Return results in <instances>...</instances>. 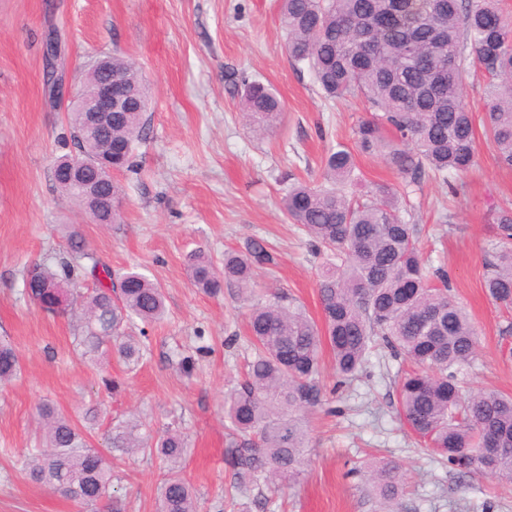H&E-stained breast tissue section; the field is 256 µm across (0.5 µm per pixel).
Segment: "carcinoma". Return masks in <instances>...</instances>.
<instances>
[{
	"instance_id": "obj_1",
	"label": "carcinoma",
	"mask_w": 512,
	"mask_h": 512,
	"mask_svg": "<svg viewBox=\"0 0 512 512\" xmlns=\"http://www.w3.org/2000/svg\"><path fill=\"white\" fill-rule=\"evenodd\" d=\"M279 20L288 57L308 70L325 97L359 98L371 111L354 130L356 151L381 157L404 178V187L427 175L463 173L474 163L475 125L463 88L484 103L482 125L498 163L512 167V15L499 0H279ZM112 74L134 90L143 111L123 113L112 123V170L138 173L136 150L147 139L148 90L138 69L112 55ZM241 102L257 134L282 116L270 85L241 80ZM395 131L388 139L383 130ZM81 115L69 113L63 140L78 147ZM354 151V152H356ZM354 152L342 147L324 160L323 182H294L281 199L287 218L300 225L324 252L317 274L321 321L274 294L248 305L252 360L245 379L224 395V415L234 437L225 451L236 492L264 485L279 492L295 483L308 465V419L326 405L321 355L328 347L337 384L363 371L370 354L385 348L413 368L398 383L403 422L453 466L512 489V396L494 389L472 391L463 367L473 362L476 329L449 293L447 276L426 265L416 245L417 228L400 216L395 187L374 183L356 195L360 182ZM56 188L101 225L121 220L123 186L112 187V219L87 206L79 190L52 173ZM490 260L484 278L488 295L512 309V209L490 225ZM90 274L116 278L85 295L72 290L64 313L81 310L75 343L95 361L115 350L129 365L142 357L132 335L136 321L152 324L166 314L161 287L137 268L112 274L87 250L76 225L69 226L66 256L35 263L38 278L23 276L30 301L44 297L42 284L73 277L80 261ZM270 261L259 240L224 252L222 267L202 251L190 255L191 285L216 295L235 285L251 299L257 266ZM20 373L19 357L0 341V382ZM43 426L39 446L19 455L20 471L33 483L86 505L111 498L112 467L71 419L49 403L37 409ZM110 448L128 456L156 454L170 464L160 489L159 512H199L196 493L180 473L187 448L182 431L169 428L155 438L136 418L119 421L108 434ZM371 481L385 512H397L407 478L394 461H381Z\"/></svg>"
}]
</instances>
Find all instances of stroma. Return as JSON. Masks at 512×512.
Segmentation results:
<instances>
[{"label":"stroma","mask_w":512,"mask_h":512,"mask_svg":"<svg viewBox=\"0 0 512 512\" xmlns=\"http://www.w3.org/2000/svg\"><path fill=\"white\" fill-rule=\"evenodd\" d=\"M52 24L64 34L71 94L81 91L86 64L99 52L130 59L150 87L140 168L121 174L122 221L109 227L88 223L52 184L54 160L69 151L61 141L67 108L45 93L42 46ZM232 74L278 93L283 118L268 134L256 135L243 120ZM367 116L361 100H327L308 72L291 66L278 0H0V340L21 365L18 378L0 384V512H102L17 469V455L38 441L36 408L46 401L76 421L97 407L91 440L100 449L111 423L133 416L154 434L182 430V474L200 512H262L261 489L231 492L224 462V394L250 356L246 306L236 287L215 296L193 288L188 257L201 249L218 263L225 249L261 240L274 262L258 269L255 300L280 292L319 318L322 258L280 201L290 181H320L322 159L338 145L353 146L355 127ZM504 208H512V169L499 166L481 136L473 165L446 183L424 177L404 217L417 225L424 257L447 272L452 296L478 331L472 388L512 394V333L504 331L512 311L482 287L488 227ZM67 224L79 225L101 263L115 271L140 267L164 290V320L133 329L145 347L135 368L115 354L88 362L74 343L77 316L42 311L23 294L27 265L63 252ZM182 352L195 356L192 377L178 366ZM403 368L402 359L381 349L340 387L331 354L323 355L322 378L332 393L325 411L310 418L309 465L275 496L271 512H377L364 471L382 459L407 473L399 512H512V490L448 465L399 419ZM106 377L117 389L103 385ZM113 462L124 512H157L165 462L142 454H118Z\"/></svg>","instance_id":"35a3bbf8"}]
</instances>
